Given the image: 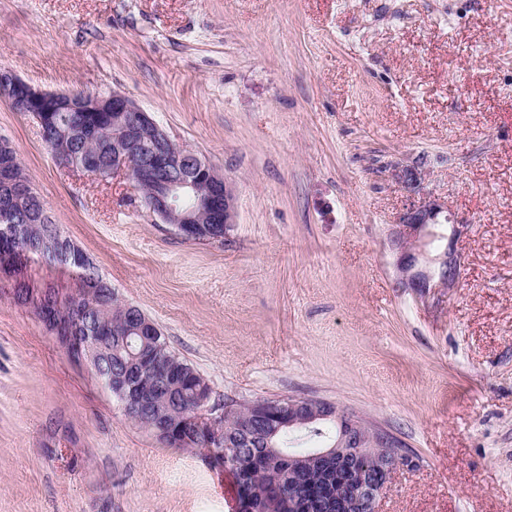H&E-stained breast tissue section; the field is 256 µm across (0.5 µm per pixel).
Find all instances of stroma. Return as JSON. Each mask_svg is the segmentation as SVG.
<instances>
[{"label":"stroma","instance_id":"1","mask_svg":"<svg viewBox=\"0 0 512 512\" xmlns=\"http://www.w3.org/2000/svg\"><path fill=\"white\" fill-rule=\"evenodd\" d=\"M121 92L234 183L198 243L131 180L59 164L0 97L53 223L211 403L323 400L413 465L380 512H512V0H0V69ZM421 163L463 226L452 288L398 284L386 244ZM232 473L132 422L0 280V512H234Z\"/></svg>","mask_w":512,"mask_h":512}]
</instances>
